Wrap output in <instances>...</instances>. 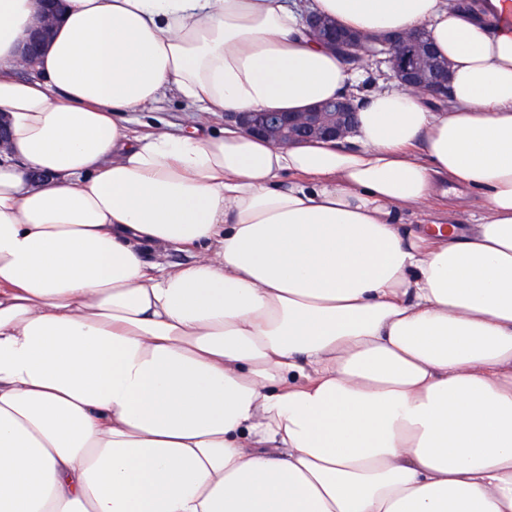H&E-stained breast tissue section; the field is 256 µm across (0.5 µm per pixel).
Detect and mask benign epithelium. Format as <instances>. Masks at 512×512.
I'll return each instance as SVG.
<instances>
[{
    "mask_svg": "<svg viewBox=\"0 0 512 512\" xmlns=\"http://www.w3.org/2000/svg\"><path fill=\"white\" fill-rule=\"evenodd\" d=\"M58 2L45 0L39 25L32 31L23 48L29 67H34L39 50L51 38L57 15ZM305 31L314 40L341 48L358 56L363 50L359 38L339 30L318 15L305 18ZM419 36L412 33L393 32L380 44L378 52L393 77L413 91H423L440 97L445 92L448 70L436 58L426 43H417ZM355 105L348 99L316 105L305 112L235 113L227 115L242 131L260 135L279 144L289 145L301 140H339L355 126Z\"/></svg>",
    "mask_w": 512,
    "mask_h": 512,
    "instance_id": "benign-epithelium-1",
    "label": "benign epithelium"
}]
</instances>
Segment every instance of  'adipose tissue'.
<instances>
[{"label": "adipose tissue", "mask_w": 512, "mask_h": 512, "mask_svg": "<svg viewBox=\"0 0 512 512\" xmlns=\"http://www.w3.org/2000/svg\"><path fill=\"white\" fill-rule=\"evenodd\" d=\"M41 8L0 0V512H512V0H63L24 77ZM307 13L424 31L446 99ZM169 89L350 96L353 144L119 122ZM306 33L314 40L330 45L332 47L341 48L350 55L361 56L360 51L363 50L359 38L352 32L338 30L330 22L318 15H308L304 21ZM475 207L463 205L449 211H437L427 218V223L435 222L438 224H471L473 222V213Z\"/></svg>", "instance_id": "adipose-tissue-1"}]
</instances>
